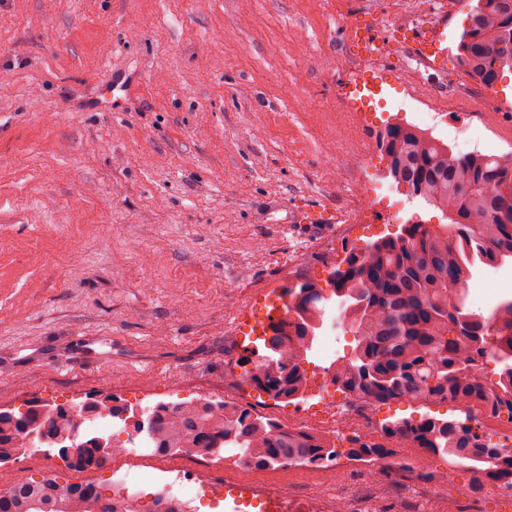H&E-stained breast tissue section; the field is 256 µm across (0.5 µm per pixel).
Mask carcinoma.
Segmentation results:
<instances>
[{"mask_svg": "<svg viewBox=\"0 0 512 512\" xmlns=\"http://www.w3.org/2000/svg\"><path fill=\"white\" fill-rule=\"evenodd\" d=\"M512 0H474L458 43L459 63L476 83L512 73ZM389 174L411 197L440 210L448 224L415 220L395 236L346 252V268L320 286L298 282L285 289L284 312L268 323L264 353L247 354L244 381L275 401L298 397L306 385L308 352L325 324L330 303L348 298L356 309L339 307L355 337L351 355L330 365L333 384L345 394L376 403L389 400H440L467 409L463 419L424 416L382 425L388 438H405L407 447L448 459L454 468L512 486V447L486 442L471 424L486 408L512 421V301L485 316L466 307V285L475 266L496 268L512 260V154L456 153L444 141L410 124H391L379 135ZM496 350L487 352L490 331ZM501 364L490 395L477 367L487 355ZM113 396L98 401L86 420L103 414L124 420ZM144 422L143 445L174 456L188 448L219 453L228 448L248 468L290 466L336 455L326 438L284 431L270 418L232 402L185 405L173 412L164 405L131 409ZM70 423L61 405L29 410V432L48 438L53 448L70 445L62 426ZM115 447L106 436L83 431L77 462L98 466ZM34 451L0 411V462ZM350 453L375 460L391 454L376 442L356 441ZM0 512H117L93 484L63 485L56 478H24L5 487Z\"/></svg>", "mask_w": 512, "mask_h": 512, "instance_id": "1", "label": "carcinoma"}]
</instances>
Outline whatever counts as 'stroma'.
I'll list each match as a JSON object with an SVG mask.
<instances>
[{
    "instance_id": "35a3bbf8",
    "label": "stroma",
    "mask_w": 512,
    "mask_h": 512,
    "mask_svg": "<svg viewBox=\"0 0 512 512\" xmlns=\"http://www.w3.org/2000/svg\"><path fill=\"white\" fill-rule=\"evenodd\" d=\"M401 0H0V408L110 394L223 399L276 419L240 378L238 339L267 322L284 288L325 283L345 249L443 214L388 174L377 133L420 123L489 136L512 152V74L459 108L418 121L408 84L433 100L472 81L456 61L462 0H419L443 25L439 68L415 72ZM374 31L354 57L349 26ZM111 109H104V100ZM512 300V262L473 270L467 307ZM353 340L329 306L308 354L307 394ZM70 360L67 368L58 367ZM457 418L446 402L390 400L377 423ZM337 433L335 468L225 476L286 487L290 508L340 498L349 512H512L497 485L393 450L367 470ZM448 471L447 483L435 472Z\"/></svg>"
}]
</instances>
